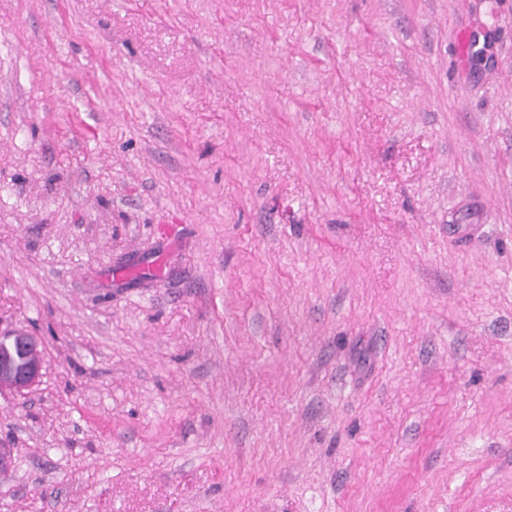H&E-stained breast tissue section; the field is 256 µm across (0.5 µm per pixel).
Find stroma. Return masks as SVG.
Here are the masks:
<instances>
[{"mask_svg": "<svg viewBox=\"0 0 512 512\" xmlns=\"http://www.w3.org/2000/svg\"><path fill=\"white\" fill-rule=\"evenodd\" d=\"M12 331L0 512H512V0H0ZM16 337L22 345L30 348L31 343L37 351L33 357L20 369H16L9 358L3 355H12L18 364H24L31 354L25 347L21 348L17 343ZM38 342L33 336L26 334H16L15 336H3L0 338V373L8 372L14 378V384L10 393L18 400L25 399L29 393L41 382L43 358L38 352Z\"/></svg>", "mask_w": 512, "mask_h": 512, "instance_id": "obj_1", "label": "stroma"}]
</instances>
